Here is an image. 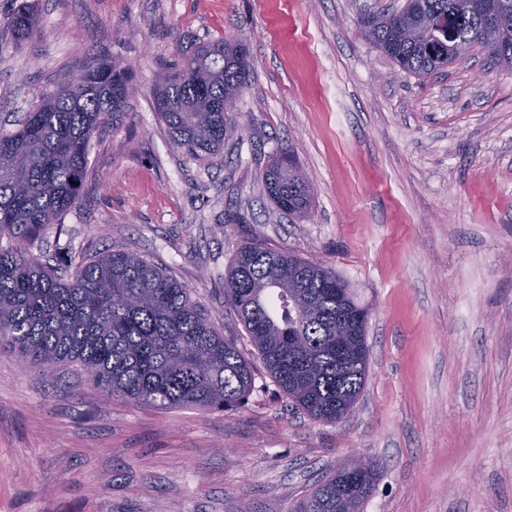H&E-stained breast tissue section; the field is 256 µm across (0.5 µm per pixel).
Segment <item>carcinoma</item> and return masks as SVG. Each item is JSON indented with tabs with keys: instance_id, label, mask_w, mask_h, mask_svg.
I'll return each mask as SVG.
<instances>
[{
	"instance_id": "cac0c4a2",
	"label": "carcinoma",
	"mask_w": 512,
	"mask_h": 512,
	"mask_svg": "<svg viewBox=\"0 0 512 512\" xmlns=\"http://www.w3.org/2000/svg\"><path fill=\"white\" fill-rule=\"evenodd\" d=\"M460 0H407L397 13L360 18L364 37L402 71L437 74L459 56L444 24L497 65L512 52V0H490L493 15L460 9ZM38 16L32 0L11 13V42L28 40ZM84 82L43 94L18 127L0 130V347L47 377L77 363L110 397L165 410L222 412L241 406L255 381L252 363L214 328L191 290L140 255L121 250L89 255L68 273V245L55 265L30 247L76 204L90 177L91 140L118 122L136 91L132 69L110 58L83 66ZM251 63L240 41L193 45L156 87L154 104L173 142L197 159L222 157L224 97L247 84ZM264 183L274 208L297 218L313 209L314 192L283 151ZM224 303L249 336L270 377L311 419L335 424L347 416L369 371V311L332 268L258 244L233 256ZM353 355L336 354V328ZM379 464L353 480L338 468L296 500L294 512H362Z\"/></svg>"
}]
</instances>
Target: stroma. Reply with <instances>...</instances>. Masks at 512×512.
I'll use <instances>...</instances> for the list:
<instances>
[{"label": "stroma", "instance_id": "obj_1", "mask_svg": "<svg viewBox=\"0 0 512 512\" xmlns=\"http://www.w3.org/2000/svg\"><path fill=\"white\" fill-rule=\"evenodd\" d=\"M405 2L36 0L28 44L0 43L6 126L79 56L136 73L125 117L93 138L95 180L34 254L144 255L256 371L238 410L171 411L108 398L76 364L46 382L0 349V512H290L358 456L380 464L364 512H512V71L478 50L400 71L357 19ZM225 37L251 72L207 166L152 92L183 50ZM282 149L315 189L302 221L264 191ZM256 243L334 268L370 309L368 378L339 423L292 406L224 306L233 255Z\"/></svg>", "mask_w": 512, "mask_h": 512}]
</instances>
